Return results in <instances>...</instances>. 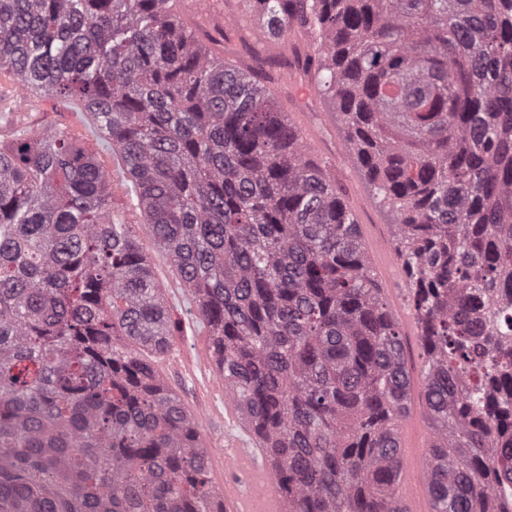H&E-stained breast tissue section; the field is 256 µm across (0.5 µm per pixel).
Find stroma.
Masks as SVG:
<instances>
[{"instance_id": "stroma-1", "label": "stroma", "mask_w": 512, "mask_h": 512, "mask_svg": "<svg viewBox=\"0 0 512 512\" xmlns=\"http://www.w3.org/2000/svg\"><path fill=\"white\" fill-rule=\"evenodd\" d=\"M0 94L5 97L0 106L15 113L24 126H62L80 140L88 134V114L65 99L33 98L22 82L6 73H0ZM276 98L280 110L287 112L307 139L316 144L318 158L335 163L336 173L346 185V203L358 223L377 226L385 239H392L396 217L373 198L364 169L350 157L346 129L334 103L313 90L300 103L283 92ZM144 251L158 284L166 291L170 314L180 325L169 351L155 357L154 366L166 387L198 418L209 451L210 477L220 489L224 486V449L238 434L237 429L224 424V382L215 368L208 333L196 318L195 306L187 298L177 268L152 242H145Z\"/></svg>"}]
</instances>
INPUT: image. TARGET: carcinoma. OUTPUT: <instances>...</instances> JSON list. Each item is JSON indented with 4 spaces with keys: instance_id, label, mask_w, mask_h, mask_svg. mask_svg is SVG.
<instances>
[{
    "instance_id": "1",
    "label": "carcinoma",
    "mask_w": 512,
    "mask_h": 512,
    "mask_svg": "<svg viewBox=\"0 0 512 512\" xmlns=\"http://www.w3.org/2000/svg\"><path fill=\"white\" fill-rule=\"evenodd\" d=\"M196 33L167 0H0V72L90 113L137 223L66 130L0 144V512H224L198 419L149 355L175 335L139 231L212 337L285 512H401L403 334L343 183L272 70L335 101L396 215L432 433V512H512V15L500 0H244Z\"/></svg>"
}]
</instances>
